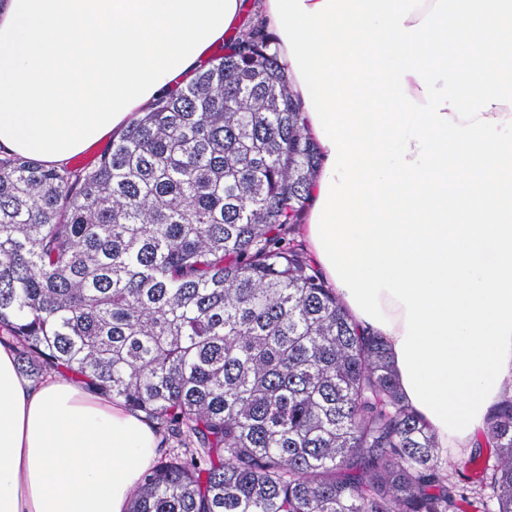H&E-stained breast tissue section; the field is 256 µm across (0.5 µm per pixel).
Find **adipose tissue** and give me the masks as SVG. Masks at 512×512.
Returning <instances> with one entry per match:
<instances>
[{
  "label": "adipose tissue",
  "instance_id": "1",
  "mask_svg": "<svg viewBox=\"0 0 512 512\" xmlns=\"http://www.w3.org/2000/svg\"><path fill=\"white\" fill-rule=\"evenodd\" d=\"M250 12L321 154L309 250L440 450L468 452L512 381V0H6L0 151L66 164ZM159 442L0 344V512H127Z\"/></svg>",
  "mask_w": 512,
  "mask_h": 512
}]
</instances>
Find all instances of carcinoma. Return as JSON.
Segmentation results:
<instances>
[{
  "mask_svg": "<svg viewBox=\"0 0 512 512\" xmlns=\"http://www.w3.org/2000/svg\"><path fill=\"white\" fill-rule=\"evenodd\" d=\"M268 47L249 26L93 166L0 159V331L175 427L129 512H512V392L448 467L295 239L321 159Z\"/></svg>",
  "mask_w": 512,
  "mask_h": 512,
  "instance_id": "cac0c4a2",
  "label": "carcinoma"
}]
</instances>
